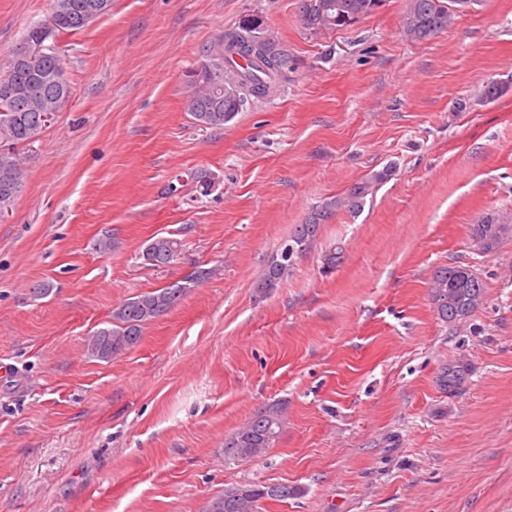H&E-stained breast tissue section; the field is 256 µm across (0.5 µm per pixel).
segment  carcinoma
<instances>
[{
    "label": "carcinoma",
    "instance_id": "1",
    "mask_svg": "<svg viewBox=\"0 0 512 512\" xmlns=\"http://www.w3.org/2000/svg\"><path fill=\"white\" fill-rule=\"evenodd\" d=\"M382 0H299V17L304 29L321 31L345 28L372 14ZM473 0H407L403 19L404 33L413 41H425L448 29L452 21ZM112 9V0H53L47 19L34 24L22 43L38 39L42 28L52 27L54 41L37 69L27 67L10 53L7 70L0 82L11 87L8 98L0 96V216L9 213L20 192L24 171L17 148L26 145L51 122L52 109L71 97L66 79L61 40L75 35ZM256 36L243 25L225 33L214 47L205 50L207 62L189 75L193 93L188 111L206 128H222L242 110L248 98H265L272 94L291 69V58L279 42L272 40L262 48L254 47ZM235 77L243 87L236 101L224 95V74ZM392 176L386 168L354 186L343 198H333L313 209L305 222L296 226L291 243L267 263L263 276L255 282L265 292L277 287L293 265L294 257L308 251L317 240L322 224L339 209L351 213L361 210L365 198L377 185ZM495 224H511L512 218L498 211L484 213L472 228V242L477 250L495 254L503 238L488 234ZM179 251V242L170 237L149 240L143 257L157 268L168 266ZM209 276L205 268L194 270L182 283L172 284L134 296L112 310V327L101 328L88 340L90 353L109 360L135 346L146 325L170 310L186 293ZM485 297V284L474 271L462 267H444L435 271L431 300L439 318L456 322L473 313ZM285 425L281 404L265 405L224 441V460L239 463L253 459L272 447ZM301 492L284 484H242L224 490L213 499L207 512H255L264 499H286Z\"/></svg>",
    "mask_w": 512,
    "mask_h": 512
}]
</instances>
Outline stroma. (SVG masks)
<instances>
[{
    "mask_svg": "<svg viewBox=\"0 0 512 512\" xmlns=\"http://www.w3.org/2000/svg\"><path fill=\"white\" fill-rule=\"evenodd\" d=\"M405 5L314 33L298 0H112L63 40L73 95L22 147L0 218V512H206L244 483L303 490L257 512H512V238L471 243L482 214L512 213V0L420 42ZM50 8L0 0V67ZM254 15L295 68L200 126L188 75ZM492 81L509 89L488 101ZM387 167L256 291L314 206ZM160 236L182 243L164 268L142 256ZM455 265L486 293L447 324L430 286ZM198 266L135 347L88 354L113 308ZM275 402V445L226 464L225 438Z\"/></svg>",
    "mask_w": 512,
    "mask_h": 512,
    "instance_id": "stroma-1",
    "label": "stroma"
}]
</instances>
